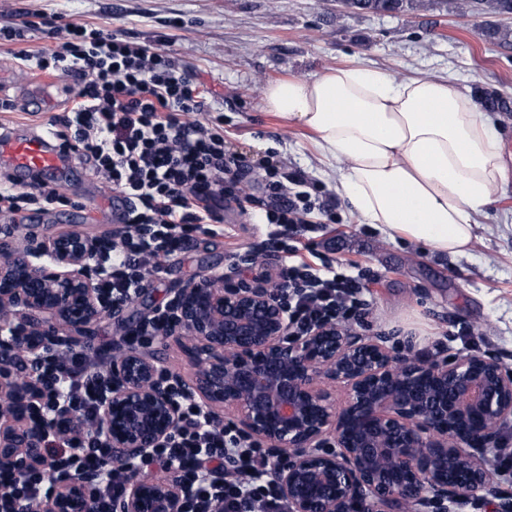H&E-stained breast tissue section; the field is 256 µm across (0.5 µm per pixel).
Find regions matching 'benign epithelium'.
<instances>
[{
	"mask_svg": "<svg viewBox=\"0 0 512 512\" xmlns=\"http://www.w3.org/2000/svg\"><path fill=\"white\" fill-rule=\"evenodd\" d=\"M100 247L78 231L20 244L13 225L0 226V404L10 405L1 466L42 464L45 432L29 425L20 389L34 385L46 351L82 344L112 314L89 273ZM167 313L158 336L183 346L195 377L161 378L157 360L127 341L112 353L99 434L117 463L146 458L180 428L176 386L265 445L288 512H462L489 496L495 512H512L486 464L512 424V370L500 354L397 363L383 341L334 322L295 335L273 289L227 284L222 269L185 282ZM330 384L346 390L340 407ZM81 430L70 415L53 423L62 436ZM95 480L60 477L40 512H95ZM182 495L176 470L135 478L112 512H180Z\"/></svg>",
	"mask_w": 512,
	"mask_h": 512,
	"instance_id": "7a95c632",
	"label": "benign epithelium"
}]
</instances>
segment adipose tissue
I'll return each instance as SVG.
<instances>
[{"mask_svg":"<svg viewBox=\"0 0 512 512\" xmlns=\"http://www.w3.org/2000/svg\"><path fill=\"white\" fill-rule=\"evenodd\" d=\"M261 103L314 133L361 223L433 252L467 254L512 180L494 120L448 79L330 67L265 85Z\"/></svg>","mask_w":512,"mask_h":512,"instance_id":"1","label":"adipose tissue"}]
</instances>
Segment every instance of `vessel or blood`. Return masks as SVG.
Returning a JSON list of instances; mask_svg holds the SVG:
<instances>
[{
  "mask_svg": "<svg viewBox=\"0 0 512 512\" xmlns=\"http://www.w3.org/2000/svg\"><path fill=\"white\" fill-rule=\"evenodd\" d=\"M0 155L9 159L14 179L26 185L33 179L52 181L70 174L73 163L52 133L33 131L0 138Z\"/></svg>",
  "mask_w": 512,
  "mask_h": 512,
  "instance_id": "1",
  "label": "vessel or blood"
}]
</instances>
